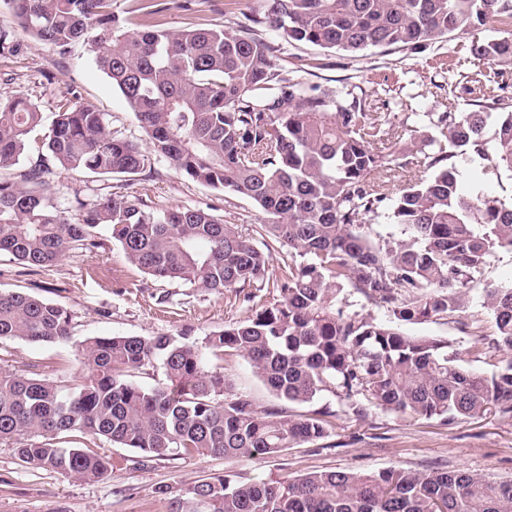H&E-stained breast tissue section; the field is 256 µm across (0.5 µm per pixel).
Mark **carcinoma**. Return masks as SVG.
Listing matches in <instances>:
<instances>
[{
	"label": "carcinoma",
	"instance_id": "carcinoma-1",
	"mask_svg": "<svg viewBox=\"0 0 512 512\" xmlns=\"http://www.w3.org/2000/svg\"><path fill=\"white\" fill-rule=\"evenodd\" d=\"M139 28L112 0H4L22 26L60 49L81 40L149 140V150L109 128L104 113L64 95L20 182L0 178V253L32 269L99 245L107 228L129 262L163 282L206 293L267 280L270 242L289 259L272 280L277 298L246 320L196 336L89 337L75 350L85 375L74 388L0 367V442L19 460L94 481L153 457L222 456L254 462L328 436L331 412L258 408L212 363L233 351L277 399L302 405L325 392L354 414L380 407L451 423L489 406L512 414V358L487 376L459 363L448 341L404 324L467 311L468 290L486 258L512 250V207L475 184L459 186V157L485 176L512 173V103L502 73L465 76L467 108L427 114L429 130L379 112L364 89L334 90L286 74L269 27L285 42L356 55L369 48L421 53L490 23L512 25V0H262L251 25L234 32L194 26L162 30L157 0H138ZM458 60L512 63V33L458 45ZM43 115L19 96L0 104V170L19 164ZM492 135H486L487 129ZM436 148L427 153L425 148ZM422 154L426 174L409 158ZM153 160L252 201L267 241L203 208L151 209L139 198L74 197L58 208L46 179L64 172L131 176ZM405 179L397 196L394 182ZM401 239L370 238L386 201ZM351 288L388 320L351 308ZM470 314L494 323L490 352L512 351V285L483 289ZM71 342V314L26 290L0 291V341ZM160 363L166 383L132 373ZM80 435L131 448L116 460L68 445ZM166 512H512V480L444 468L311 471L278 481L208 476L173 497Z\"/></svg>",
	"mask_w": 512,
	"mask_h": 512
}]
</instances>
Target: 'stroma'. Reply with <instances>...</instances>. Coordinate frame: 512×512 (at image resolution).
Instances as JSON below:
<instances>
[{
  "label": "stroma",
  "mask_w": 512,
  "mask_h": 512,
  "mask_svg": "<svg viewBox=\"0 0 512 512\" xmlns=\"http://www.w3.org/2000/svg\"><path fill=\"white\" fill-rule=\"evenodd\" d=\"M159 23L167 29L189 25L238 30L248 25L260 0H195L183 10L179 0H160ZM0 29L9 31L15 48L0 53V100L23 96L35 102L44 123H51L57 99L72 92L81 101L104 112L112 130L146 144L147 139L119 92L97 69L83 42L67 50L40 41L25 32L16 17L0 8ZM264 38L282 45L278 34L264 30ZM283 47L284 70L305 69L313 85L365 87L380 111L395 117L414 111L411 126H427V115L445 111L447 104L464 107L467 96L449 98L441 83L439 63L455 65V41L432 45L420 54L398 49L371 48L355 56L327 52L309 45ZM58 205L80 196L103 195L142 198L149 206L210 207L226 223L252 238L262 215L252 202L209 189L157 161L140 174L102 177L87 173L57 172ZM512 284V252L492 253L476 274L470 292L471 310H479L482 290L489 285ZM28 288L64 305L72 314L75 342L89 336L175 334L191 328L196 335L245 320L252 309L271 302L269 286L255 290L252 301L230 290L206 294L178 283L153 280L127 261L109 234L91 251L68 253L57 265L33 272L0 254V289ZM169 291L173 302L159 307L155 296ZM407 333L448 340L470 369L488 374L491 359L475 357L484 342L466 317H436L406 325ZM226 377L257 406L276 400L235 353L221 362ZM0 367L55 384L74 387L82 377L73 345L31 344L21 340L0 342ZM333 411L328 437L291 448L257 463H230L221 457L153 458L145 465L113 470L103 479L87 481L45 471L22 463L11 444L0 443V512H165L154 488L167 485L180 493L190 483L210 475L232 473L247 480L275 481L312 470L380 471L389 468L424 470L444 467L512 480V417L490 408L476 418L445 424L439 419L401 415L377 407L356 416L335 396L322 394L312 403L289 406L292 414Z\"/></svg>",
  "instance_id": "35a3bbf8"
}]
</instances>
